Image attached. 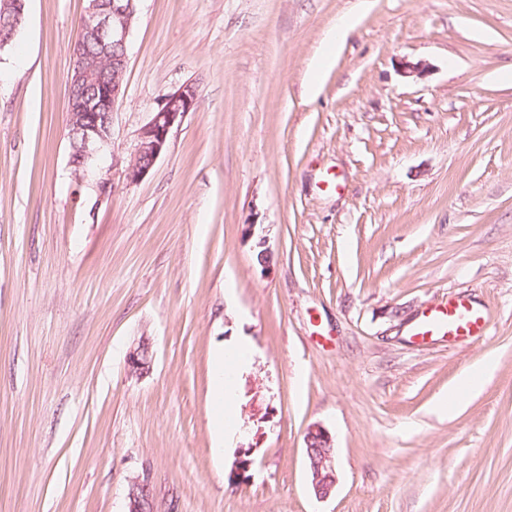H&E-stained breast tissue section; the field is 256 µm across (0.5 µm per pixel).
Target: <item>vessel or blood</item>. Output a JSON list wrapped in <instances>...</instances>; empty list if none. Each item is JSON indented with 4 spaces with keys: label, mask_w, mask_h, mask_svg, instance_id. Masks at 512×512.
Listing matches in <instances>:
<instances>
[{
    "label": "vessel or blood",
    "mask_w": 512,
    "mask_h": 512,
    "mask_svg": "<svg viewBox=\"0 0 512 512\" xmlns=\"http://www.w3.org/2000/svg\"><path fill=\"white\" fill-rule=\"evenodd\" d=\"M490 320L476 308L468 294H450L447 301L424 310L412 329L420 343L441 339L448 342L485 335Z\"/></svg>",
    "instance_id": "vessel-or-blood-1"
}]
</instances>
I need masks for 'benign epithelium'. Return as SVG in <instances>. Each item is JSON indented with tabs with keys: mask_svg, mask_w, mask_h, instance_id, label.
I'll list each match as a JSON object with an SVG mask.
<instances>
[{
	"mask_svg": "<svg viewBox=\"0 0 512 512\" xmlns=\"http://www.w3.org/2000/svg\"><path fill=\"white\" fill-rule=\"evenodd\" d=\"M28 0H0V11L11 15V26L0 40H12L24 22ZM140 0H111L106 10L97 8L99 0H91L83 21L86 43L92 42L96 51H89L85 43L76 42L72 49V68L69 78L68 129L69 137L79 136L80 145L72 146L70 166L74 176L95 184L99 196L110 197L115 191L112 162L103 170L98 159L112 142L115 106L123 99L124 74L128 64V42L138 19ZM119 47L120 53H111ZM200 105L196 86L185 83L167 94L159 103L150 120L140 129L134 151L120 172L123 181L133 185L145 179L167 148L172 129ZM153 364V351L147 339L132 345L127 353L126 368L130 376L141 378ZM252 449L240 448L234 462L237 477L255 464ZM305 454L309 479L315 496L328 498L336 482L333 439L321 425L308 429L305 435ZM126 512H159L149 474L134 477L127 489Z\"/></svg>",
	"mask_w": 512,
	"mask_h": 512,
	"instance_id": "1",
	"label": "benign epithelium"
}]
</instances>
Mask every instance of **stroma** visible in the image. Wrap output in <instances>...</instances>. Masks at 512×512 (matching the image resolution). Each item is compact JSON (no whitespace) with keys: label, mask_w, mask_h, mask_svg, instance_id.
Instances as JSON below:
<instances>
[{"label":"stroma","mask_w":512,"mask_h":512,"mask_svg":"<svg viewBox=\"0 0 512 512\" xmlns=\"http://www.w3.org/2000/svg\"><path fill=\"white\" fill-rule=\"evenodd\" d=\"M86 5L28 0L0 56V512H125L145 471L160 512H512V0H140L107 156L126 163L181 84L200 107L103 201L69 164ZM460 291L487 335L416 344L421 312ZM241 339L249 429L219 455L211 355ZM153 364V351L146 338L132 345L127 353L126 368L130 376L141 378L147 375ZM480 381L478 374L469 373L465 375L461 382L448 390V395L439 401V407L443 411H453L463 402L468 391H474L479 387ZM305 454L313 493L319 499H326L337 482L333 439L326 428L315 425L308 429Z\"/></svg>","instance_id":"35a3bbf8"}]
</instances>
